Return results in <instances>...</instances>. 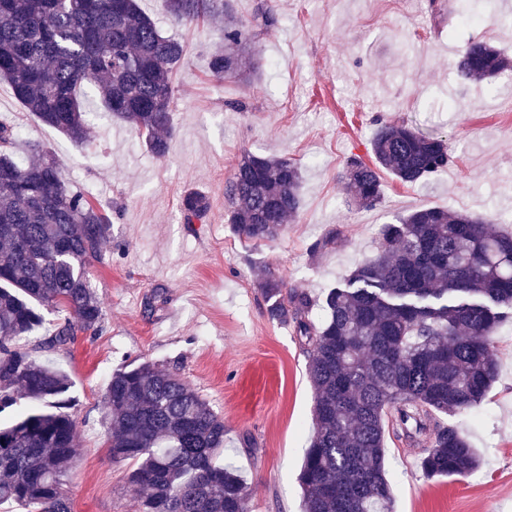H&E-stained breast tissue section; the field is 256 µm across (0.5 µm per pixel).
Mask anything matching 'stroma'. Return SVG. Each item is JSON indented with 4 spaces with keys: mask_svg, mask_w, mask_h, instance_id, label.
I'll return each instance as SVG.
<instances>
[{
    "mask_svg": "<svg viewBox=\"0 0 512 512\" xmlns=\"http://www.w3.org/2000/svg\"><path fill=\"white\" fill-rule=\"evenodd\" d=\"M139 6L185 46L165 157L104 112L88 118L85 142H75L0 81V117L50 151L65 183L112 222L88 268L102 303L97 331L41 347L57 322L50 313L27 341L73 382L81 459L64 492L72 512H138L128 466L109 455L101 400L115 370L149 361L184 378L223 417V457L247 483L250 512H303L297 476L313 429L309 345L269 319L258 282L272 273L322 298L376 253L381 225L422 208L474 213L489 218L490 232L512 233L500 220L512 212V68L477 81L461 80L455 68L473 37L512 55V26L497 20L512 0H232L260 57L246 80L210 73L214 24L177 25L166 0ZM472 8L481 20L461 25ZM232 100L243 109H230ZM385 121L445 136L452 161L417 187L382 174V202L360 210L348 205L339 174L349 159H369ZM246 152L301 168L298 215L272 243L244 241L228 222L225 188ZM191 192L210 203L195 224L182 212ZM332 235L335 244L313 251ZM490 343L496 382L474 413L445 418L476 448L479 469L428 479L414 449L388 444L393 512H512V320Z\"/></svg>",
    "mask_w": 512,
    "mask_h": 512,
    "instance_id": "1",
    "label": "stroma"
}]
</instances>
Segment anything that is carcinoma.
Wrapping results in <instances>:
<instances>
[{
	"label": "carcinoma",
	"instance_id": "carcinoma-1",
	"mask_svg": "<svg viewBox=\"0 0 512 512\" xmlns=\"http://www.w3.org/2000/svg\"><path fill=\"white\" fill-rule=\"evenodd\" d=\"M177 24L224 19L219 77L237 75L251 27L229 0H167ZM183 42L165 36L137 0H0V80L38 120L80 141L82 87L108 114L135 128L163 157L172 134L173 74ZM512 62L467 41L464 80L491 78ZM15 127L0 121V505L72 512L63 492L79 442L72 383L19 341L66 316L40 345L60 348L96 329L102 306L88 275L111 219L65 186L55 158L30 142L16 159ZM372 161L353 158L341 176L360 207L380 203V173L415 186L452 161L448 140L404 123L381 125ZM300 167L248 153L225 194L229 223L249 242L279 239L300 208ZM184 221L206 217L190 193ZM479 215L424 208L380 228V250L330 289L314 322L313 298L267 274L259 288L271 319L294 325L310 345L315 431L298 475L304 512H392L387 441L418 449L424 476L465 475L480 458L442 416L470 414L498 376L488 337L512 314V234H492ZM29 249L20 252L17 240ZM112 461L129 465L139 512H249L247 486L224 452V418L182 378L149 362L112 374L102 398Z\"/></svg>",
	"mask_w": 512,
	"mask_h": 512
}]
</instances>
